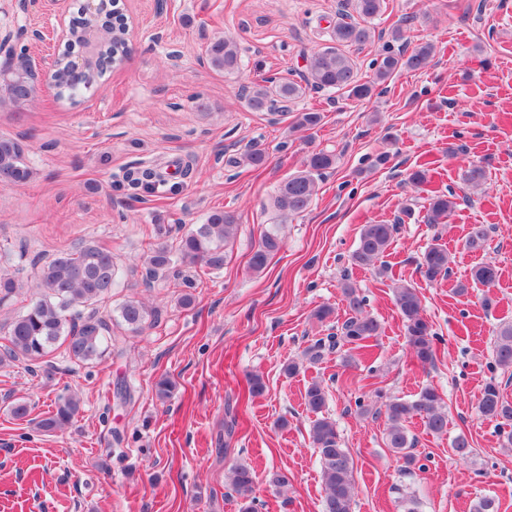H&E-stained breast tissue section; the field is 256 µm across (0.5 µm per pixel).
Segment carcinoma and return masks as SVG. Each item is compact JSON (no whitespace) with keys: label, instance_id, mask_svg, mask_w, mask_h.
I'll list each match as a JSON object with an SVG mask.
<instances>
[{"label":"carcinoma","instance_id":"1","mask_svg":"<svg viewBox=\"0 0 512 512\" xmlns=\"http://www.w3.org/2000/svg\"><path fill=\"white\" fill-rule=\"evenodd\" d=\"M386 0H353L356 16L340 19L332 27L330 44L311 56L302 81L293 79L265 80L246 87L245 106L252 112L287 111L289 105L305 95L307 90L329 93L342 92L355 100L370 98L378 87L401 71H419L428 66L433 54L429 43H418L411 50H395L394 44L409 45L410 37L402 26L392 28L386 47L373 63L372 77L362 81L357 77L352 60L342 51L344 47H361L374 37V21L381 18ZM209 67L227 75L237 74L242 59L236 41L220 37L206 47ZM100 73H87L83 87L72 88L66 73L59 78L60 92L76 95L98 82ZM30 93V85L22 74L0 82V99L23 102ZM336 163V157L323 150L311 151L302 168L288 176L272 197L271 208L276 223L262 233L250 257V267L263 271L271 259L283 248L281 225L288 218L304 212L317 194V180ZM32 170L27 163L22 143L9 135H0V187L10 188L27 183ZM464 183L473 188L486 180L485 167L473 164L461 175ZM456 208L454 194H434L429 198L427 219L430 224H445ZM235 216L224 210L211 211L205 222L189 230L180 224H157V242L144 258L145 284L168 277L179 267L203 266L212 271L224 269L225 249L237 233ZM397 226L386 223L365 224L360 229L358 243L351 255V263L363 269H374L383 276L389 267L381 263L390 246ZM450 252L438 243L431 244L422 254L418 269L422 277L434 282L447 275ZM37 268V296L25 310L7 323L6 341L0 351V362H32L49 378L58 370L55 352L75 365L87 364L115 350L123 337L120 328L132 334L143 332L150 323L148 307L136 299H127L117 309V316L105 319L99 316L97 305L112 296L118 283V269L112 251L94 241L80 239L56 254L52 259L34 263ZM499 268L492 262L476 266L471 280L485 288L495 286ZM18 288L14 277L0 272V307L9 302ZM347 318L340 334L319 339L303 351V359L314 365L325 354L347 347V357L353 359L371 348L370 341L380 336L382 324L365 311V299L351 283L342 286ZM395 304L401 315L410 354L422 367L434 365L437 359L438 338L432 325L423 315L422 300L410 283L400 282L395 289ZM491 372L512 369V322L500 324L494 344ZM328 388L314 379L305 389L304 400L308 413L314 415L309 439L319 457L321 481L324 487L322 512H353L354 464L347 449L341 446L336 422L323 415ZM387 422L386 444L396 455L400 468L406 473L416 469L417 459L412 453L415 437L409 424L420 419L428 434L440 436L448 430V412L438 390L425 385L411 400L389 399L382 403ZM478 413L496 422L499 437L505 446L512 447V400L492 376L482 386L477 397ZM81 410L80 399L61 395L54 409L37 421L43 431L62 430L69 426ZM229 481L240 500V512H255L254 496L257 482L255 469L246 464L235 465Z\"/></svg>","mask_w":512,"mask_h":512}]
</instances>
